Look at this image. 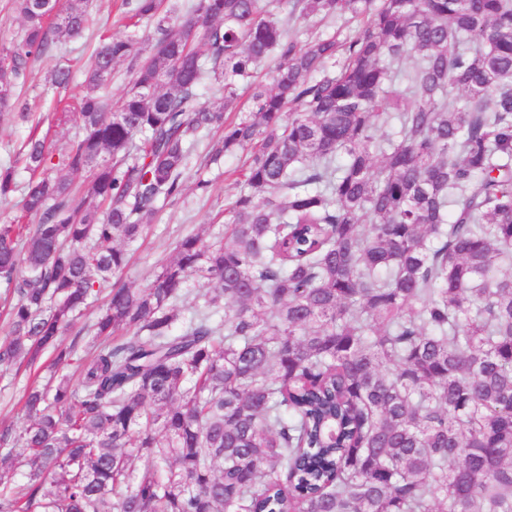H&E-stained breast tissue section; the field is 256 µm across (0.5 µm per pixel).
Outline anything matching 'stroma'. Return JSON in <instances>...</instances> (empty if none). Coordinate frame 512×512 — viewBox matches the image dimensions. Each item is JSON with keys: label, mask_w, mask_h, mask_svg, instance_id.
Wrapping results in <instances>:
<instances>
[{"label": "stroma", "mask_w": 512, "mask_h": 512, "mask_svg": "<svg viewBox=\"0 0 512 512\" xmlns=\"http://www.w3.org/2000/svg\"><path fill=\"white\" fill-rule=\"evenodd\" d=\"M123 0H93L89 26L83 38L59 44L47 57L31 63L23 93L34 113L32 122L0 113V166H14L17 182H25L28 174L19 151L31 132L48 137L53 147H62L78 131L75 123L59 124L56 103L76 97L80 91L82 71L88 63L93 46L100 35L115 33L114 22L124 12ZM70 67L73 80L68 87H51L46 77L56 64ZM219 139L218 134L205 137L193 150L186 174L183 197L166 205L148 224L144 234L129 247V264L123 273L124 282L132 288L146 287L153 273L168 262L176 241L188 233H196L212 241L224 235V210L243 187L242 170L246 154L225 156L215 163L206 157ZM208 180L207 191L196 188L197 180ZM42 368L4 372L0 370V424H20V400L32 383L48 377L50 358H43Z\"/></svg>", "instance_id": "1"}]
</instances>
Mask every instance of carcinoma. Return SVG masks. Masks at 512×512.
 <instances>
[{"mask_svg":"<svg viewBox=\"0 0 512 512\" xmlns=\"http://www.w3.org/2000/svg\"><path fill=\"white\" fill-rule=\"evenodd\" d=\"M198 0L147 57L102 39L58 121L30 133L0 224V368L72 366L0 426V512H512V0ZM91 0H14L0 112L29 62L79 38ZM335 25L304 44L295 19ZM276 55L272 86H238ZM412 68L403 67L406 58ZM133 79L109 107L112 69ZM224 79L206 104L198 87ZM250 152L224 238L188 234L145 288L124 245L181 199L192 148ZM88 182L43 176L51 163ZM18 188L0 170V200ZM197 295L180 331L177 304ZM106 308L63 336L105 282ZM224 311V321L212 316ZM51 490H45V486Z\"/></svg>","mask_w":512,"mask_h":512,"instance_id":"obj_1","label":"carcinoma"}]
</instances>
